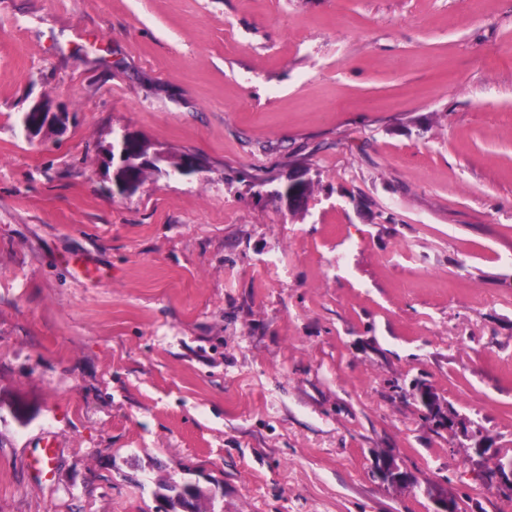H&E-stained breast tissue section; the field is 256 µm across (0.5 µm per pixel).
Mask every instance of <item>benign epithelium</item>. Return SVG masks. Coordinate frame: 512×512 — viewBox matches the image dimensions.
<instances>
[{
    "label": "benign epithelium",
    "mask_w": 512,
    "mask_h": 512,
    "mask_svg": "<svg viewBox=\"0 0 512 512\" xmlns=\"http://www.w3.org/2000/svg\"><path fill=\"white\" fill-rule=\"evenodd\" d=\"M65 120L64 113L53 112L37 104L23 115L22 126L26 138L31 140L47 129L63 126ZM107 154L110 160L117 161L119 186L124 193L135 189L141 169L161 161L166 162L162 175L170 180L203 171L202 164L188 156L170 160L158 151H150V147L144 141L126 131L113 138L112 143L107 147ZM416 398L434 424L441 427L453 423L450 410L442 407L431 390L425 387L419 388ZM379 471L382 480L389 484H401L409 480V475L389 459L382 461ZM486 482L497 489L512 493V458L499 462L496 468L486 472Z\"/></svg>",
    "instance_id": "benign-epithelium-1"
}]
</instances>
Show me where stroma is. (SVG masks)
I'll use <instances>...</instances> for the list:
<instances>
[{
    "label": "stroma",
    "mask_w": 512,
    "mask_h": 512,
    "mask_svg": "<svg viewBox=\"0 0 512 512\" xmlns=\"http://www.w3.org/2000/svg\"><path fill=\"white\" fill-rule=\"evenodd\" d=\"M122 129L206 169L119 194ZM501 458L512 0H0V512H512ZM65 120L66 115L63 112H52L37 104L23 115L22 126L26 138L31 140L44 130L63 126ZM416 398L425 408L428 417L434 424L439 427L447 425L451 429L453 428L454 422L451 417L452 415L450 410H448L447 407H442L438 398H436L431 390L425 387H420L416 393ZM486 482L495 489L507 490L512 495V458L499 461L496 468L486 472Z\"/></svg>",
    "instance_id": "stroma-1"
}]
</instances>
